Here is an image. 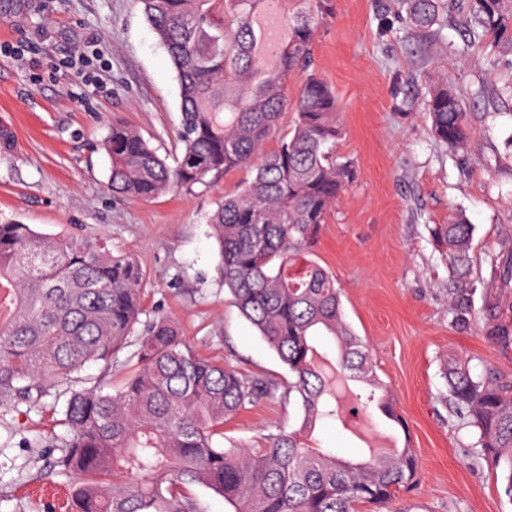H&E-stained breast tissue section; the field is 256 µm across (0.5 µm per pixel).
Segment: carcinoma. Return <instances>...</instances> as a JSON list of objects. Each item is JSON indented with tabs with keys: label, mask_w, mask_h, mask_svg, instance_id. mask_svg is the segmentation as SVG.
<instances>
[{
	"label": "carcinoma",
	"mask_w": 512,
	"mask_h": 512,
	"mask_svg": "<svg viewBox=\"0 0 512 512\" xmlns=\"http://www.w3.org/2000/svg\"><path fill=\"white\" fill-rule=\"evenodd\" d=\"M140 2L176 71L181 147L170 163L138 131L112 124L102 143L112 192L152 199L231 169L253 171L237 193L216 202L207 223L224 288L292 374L287 391L300 405V425L256 445H224V421L274 394L275 385L200 355L167 316H153L136 334L145 274L133 255L112 252L105 240L44 237L16 222L0 223V406L38 405L55 390L69 435L54 466L72 479L71 512H202L195 486L234 512H358L362 504H385L416 481L412 448L370 451L353 462L305 442L319 421L339 419L336 384L312 343L319 331L337 344L339 371L368 386V401L392 414L368 345L344 317L336 278L307 256L356 176L354 161L336 156L339 103L314 67L311 0L286 20L288 39L272 66L264 61L270 47L259 48L262 0ZM398 2L412 27L442 25L446 0ZM463 9L472 35L490 36L512 55V0H466ZM288 110L295 123L282 132ZM427 112L437 141L453 150L466 144V112L448 79L429 92ZM273 136L278 147L268 153ZM473 232L460 219L431 228L458 284L448 297L457 329L475 321ZM483 299L489 340L512 344V324ZM131 346L118 383L76 388L88 363L110 364ZM441 375L442 399L472 430L477 458L500 470L512 500V378L477 375L463 359L444 360Z\"/></svg>",
	"instance_id": "cac0c4a2"
}]
</instances>
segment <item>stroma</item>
<instances>
[{
	"label": "stroma",
	"instance_id": "stroma-1",
	"mask_svg": "<svg viewBox=\"0 0 512 512\" xmlns=\"http://www.w3.org/2000/svg\"><path fill=\"white\" fill-rule=\"evenodd\" d=\"M317 15L312 50L344 127L336 152L355 162L357 177L312 253L335 276L346 319L367 342L419 461L411 489L359 512H512L499 471L470 453V429L440 396L443 359L510 375L512 345L489 341L483 318L465 330L450 324L452 278L429 232L459 217L474 225L473 280L512 320V282L487 263L491 254L512 256V98L499 93L512 81V57L471 42L453 10L437 36L413 30L391 0H322ZM443 75L471 129L458 151L431 136L425 112L428 89ZM115 122L138 130L160 156L178 149L175 70L140 0H0V222L133 252L146 311L171 316L198 353L278 385L275 399L225 421V436L247 443L296 428L300 406L284 394L291 374L221 283L206 222L249 171L152 201L115 195L98 147ZM346 387L353 398L342 421L318 422L308 443L359 461L364 434L395 430L374 407L356 406L364 385ZM53 402L0 407V512L67 510L71 481L48 465L67 437Z\"/></svg>",
	"mask_w": 512,
	"mask_h": 512
}]
</instances>
